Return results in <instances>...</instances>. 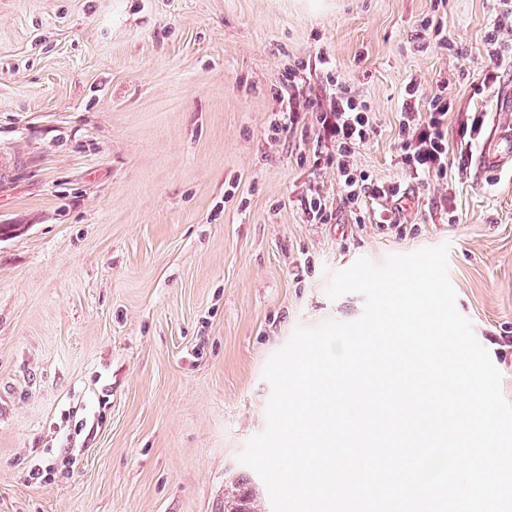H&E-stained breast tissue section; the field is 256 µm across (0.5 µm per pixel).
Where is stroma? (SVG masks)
<instances>
[{
	"mask_svg": "<svg viewBox=\"0 0 512 512\" xmlns=\"http://www.w3.org/2000/svg\"><path fill=\"white\" fill-rule=\"evenodd\" d=\"M441 22L447 43L420 36ZM490 0H0V512H224L264 431L269 358L359 257L448 245L458 311L512 401V170L474 181ZM331 68H324V61ZM371 107L354 162L393 221L359 224L312 105ZM447 88L446 177L399 165L408 82ZM296 124L276 130L289 97ZM319 190L330 223H309ZM42 477L31 481V470Z\"/></svg>",
	"mask_w": 512,
	"mask_h": 512,
	"instance_id": "1",
	"label": "stroma"
}]
</instances>
